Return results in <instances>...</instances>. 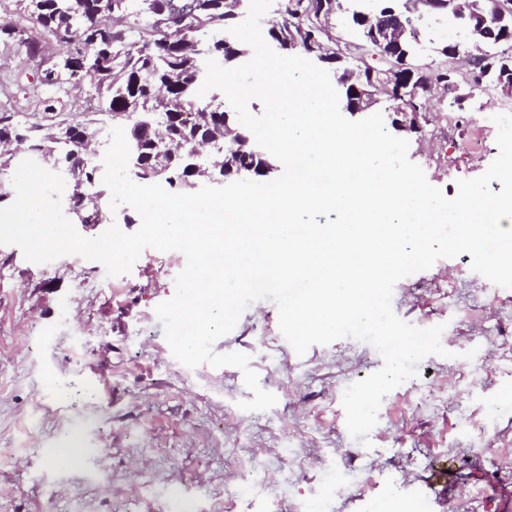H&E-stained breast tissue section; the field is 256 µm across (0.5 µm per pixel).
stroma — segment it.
Segmentation results:
<instances>
[{"mask_svg":"<svg viewBox=\"0 0 512 512\" xmlns=\"http://www.w3.org/2000/svg\"><path fill=\"white\" fill-rule=\"evenodd\" d=\"M434 24L412 58L425 71L469 68L442 55L455 39ZM65 48L42 38L38 55L0 36V105L43 116L37 90ZM488 90L463 103L448 126L438 92L408 156L444 195L486 171L493 157L471 152L470 125L507 106ZM464 253L401 279L392 306L420 328L444 325L449 357H426L417 378L390 391L369 445L346 428L345 389L380 369L371 345L342 338L297 356L279 329L277 305L251 304L218 353L250 357L266 411L240 369L188 368L171 354L155 314L186 265L178 251L144 249L130 272L66 255L44 264L0 245V512H375L407 500L439 461L453 471L435 512H512V289L472 271ZM473 359H465L467 351ZM68 390V401L58 394ZM79 434L88 452L71 468L48 456ZM256 480L250 494L242 474Z\"/></svg>","mask_w":512,"mask_h":512,"instance_id":"obj_1","label":"stroma"}]
</instances>
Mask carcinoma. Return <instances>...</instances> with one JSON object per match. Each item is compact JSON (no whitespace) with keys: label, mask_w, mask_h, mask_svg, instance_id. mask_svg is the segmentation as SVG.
I'll return each instance as SVG.
<instances>
[{"label":"carcinoma","mask_w":512,"mask_h":512,"mask_svg":"<svg viewBox=\"0 0 512 512\" xmlns=\"http://www.w3.org/2000/svg\"><path fill=\"white\" fill-rule=\"evenodd\" d=\"M23 7L15 18L0 20V34L13 39L29 36V26L50 33L66 47L57 65L44 70L43 85L50 96L43 101V112H55V96L81 83L85 75L94 80L98 101L104 113L116 121L123 116L126 98L136 95L140 111L167 118L165 132L174 147L187 148L202 141L216 129H224V113L236 115L230 105L212 94L205 101L196 96L204 80L205 61L212 58L225 68H233L252 57V49L235 38L225 39L224 31L237 24L235 0H21ZM313 0H283L279 18L271 21L264 39L275 42L283 55H299L316 61L334 72L345 89L353 86V71L342 65L343 58L325 46V35L302 29L294 16L306 12ZM393 6L404 14L407 28L405 50L433 20L446 19L460 30L479 35L481 27H512V15L503 19L464 22L447 5L435 7L430 0L420 6L410 0H333L327 4L332 14L351 12L355 19ZM130 142L135 147L129 166L146 161L152 153L150 138L130 126ZM0 174L15 171L17 151L42 157L54 166L66 165L71 184L70 209L83 224L104 218L103 205L111 192L99 185L93 154L82 153L80 143L54 141L42 135L40 124L27 123L15 112H0ZM224 168L242 171L254 180L266 178V171L277 164L270 154L231 153L221 155ZM194 174L187 168H174L165 176L173 189L192 184Z\"/></svg>","instance_id":"cac0c4a2"}]
</instances>
